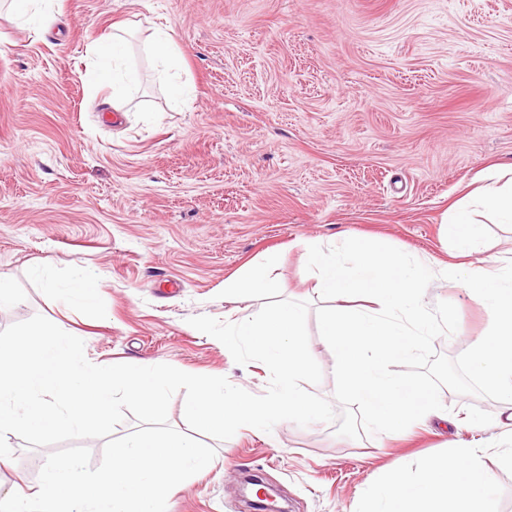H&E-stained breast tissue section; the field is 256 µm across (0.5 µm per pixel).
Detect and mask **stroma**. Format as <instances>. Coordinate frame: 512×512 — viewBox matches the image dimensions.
Segmentation results:
<instances>
[{
	"label": "stroma",
	"mask_w": 512,
	"mask_h": 512,
	"mask_svg": "<svg viewBox=\"0 0 512 512\" xmlns=\"http://www.w3.org/2000/svg\"><path fill=\"white\" fill-rule=\"evenodd\" d=\"M17 5L0 0V275L20 300L0 311V330L42 315L96 365L169 364L260 395L268 368L236 364L188 320L306 301L323 372L311 391L333 399L307 243L348 236L454 261L444 215L491 167L512 166V0H61L37 32L14 22ZM117 23L140 80L114 107L88 47ZM158 27L194 86L176 107L145 50ZM477 218L485 235L468 262L511 264L512 227ZM268 254L276 289L225 296V280ZM77 266L98 276L96 311L51 290ZM441 301L459 325L434 348L454 358L485 334L487 315L438 277L424 302ZM440 398L459 430L431 418L398 438L349 439L331 423L286 421L275 446L255 428L210 439V469L170 492V512H249L247 475L275 486L289 512H362L396 465L414 479L449 448L479 443L497 475L490 512H512V469L493 449L502 403L447 388ZM8 443L0 488L38 487L50 447Z\"/></svg>",
	"instance_id": "35a3bbf8"
}]
</instances>
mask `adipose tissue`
<instances>
[{"mask_svg":"<svg viewBox=\"0 0 512 512\" xmlns=\"http://www.w3.org/2000/svg\"><path fill=\"white\" fill-rule=\"evenodd\" d=\"M127 40L115 30L99 36L91 52L101 86L113 101L122 100L137 83L126 66ZM485 185L471 192L473 202L488 206L496 221L512 224V178L494 168ZM440 275L461 285L482 301L489 316L484 336L467 348V363L483 382L491 385L507 405L497 426L504 444L498 452L501 465L512 468V272L462 263L443 264ZM483 448L452 449L448 456L426 462L420 478H406L394 469L369 496L364 512H489L487 494L494 474L482 465Z\"/></svg>","mask_w":512,"mask_h":512,"instance_id":"adipose-tissue-1","label":"adipose tissue"}]
</instances>
